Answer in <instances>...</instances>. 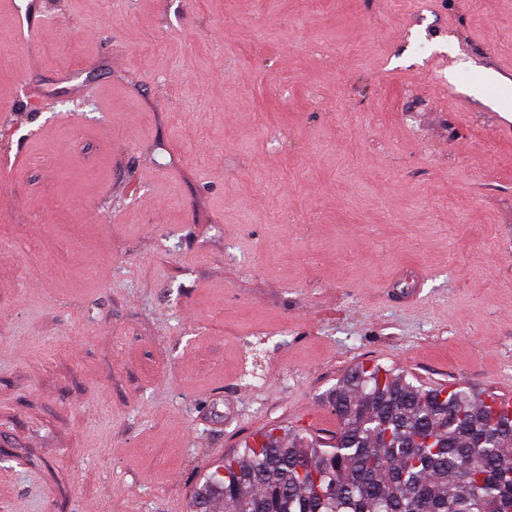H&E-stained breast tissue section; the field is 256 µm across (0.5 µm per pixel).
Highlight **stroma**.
Listing matches in <instances>:
<instances>
[{"label": "stroma", "instance_id": "obj_1", "mask_svg": "<svg viewBox=\"0 0 512 512\" xmlns=\"http://www.w3.org/2000/svg\"><path fill=\"white\" fill-rule=\"evenodd\" d=\"M0 512H190L361 362L512 385V0H0Z\"/></svg>", "mask_w": 512, "mask_h": 512}]
</instances>
